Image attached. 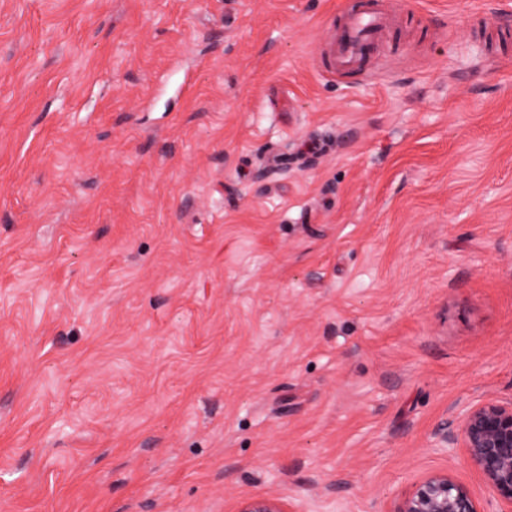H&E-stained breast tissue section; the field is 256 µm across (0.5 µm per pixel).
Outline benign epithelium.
<instances>
[{
  "label": "benign epithelium",
  "instance_id": "obj_1",
  "mask_svg": "<svg viewBox=\"0 0 512 512\" xmlns=\"http://www.w3.org/2000/svg\"><path fill=\"white\" fill-rule=\"evenodd\" d=\"M441 448H464L488 485L512 504V402L487 400L462 407L448 428L436 433ZM238 512H288L282 499L259 496ZM397 512H479L469 490L446 472L423 478Z\"/></svg>",
  "mask_w": 512,
  "mask_h": 512
}]
</instances>
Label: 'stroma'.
Instances as JSON below:
<instances>
[{"mask_svg": "<svg viewBox=\"0 0 512 512\" xmlns=\"http://www.w3.org/2000/svg\"><path fill=\"white\" fill-rule=\"evenodd\" d=\"M0 0V512H395L512 400V46L399 0ZM332 30L329 43L319 47L325 58L324 76L338 78L369 75L368 62L376 58L377 46L397 37L393 15L386 0H357ZM237 512H288L282 499L275 496H259L244 500Z\"/></svg>", "mask_w": 512, "mask_h": 512, "instance_id": "stroma-1", "label": "stroma"}]
</instances>
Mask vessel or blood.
<instances>
[{
    "instance_id": "vessel-or-blood-1",
    "label": "vessel or blood",
    "mask_w": 512,
    "mask_h": 512,
    "mask_svg": "<svg viewBox=\"0 0 512 512\" xmlns=\"http://www.w3.org/2000/svg\"><path fill=\"white\" fill-rule=\"evenodd\" d=\"M397 26L386 0H358L333 29L330 41L319 47L325 60L323 75L338 78L368 75L377 46L394 40Z\"/></svg>"
}]
</instances>
